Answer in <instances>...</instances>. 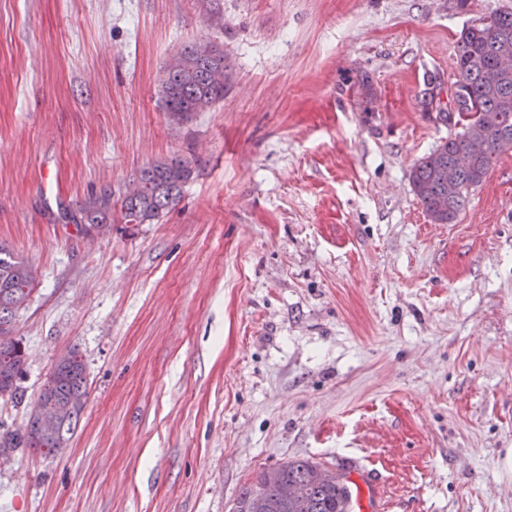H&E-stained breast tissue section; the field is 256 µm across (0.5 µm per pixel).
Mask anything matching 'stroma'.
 Returning a JSON list of instances; mask_svg holds the SVG:
<instances>
[{
    "instance_id": "obj_1",
    "label": "stroma",
    "mask_w": 512,
    "mask_h": 512,
    "mask_svg": "<svg viewBox=\"0 0 512 512\" xmlns=\"http://www.w3.org/2000/svg\"><path fill=\"white\" fill-rule=\"evenodd\" d=\"M500 9L0 0V244L35 273L0 434L61 355L89 387L63 452L0 457V512H233L297 458L377 468L385 512H512V151L450 224L409 180L448 137L423 95L448 97L462 29ZM200 40L233 84L178 122L161 77ZM174 156L194 176L158 222L64 223Z\"/></svg>"
}]
</instances>
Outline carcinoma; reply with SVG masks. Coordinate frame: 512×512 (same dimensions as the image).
<instances>
[{
    "label": "carcinoma",
    "mask_w": 512,
    "mask_h": 512,
    "mask_svg": "<svg viewBox=\"0 0 512 512\" xmlns=\"http://www.w3.org/2000/svg\"><path fill=\"white\" fill-rule=\"evenodd\" d=\"M493 21H480L462 30L457 39V73L453 82V106L435 113L455 132L448 134L427 156L419 159L410 172V184L425 213L434 224L452 223L469 190L481 185L503 153V145L512 142V74L497 84L486 82V73L494 69L503 49L512 50V11L492 13ZM184 66L161 85L166 111L185 120L209 111L224 99L234 70L224 51H202L201 42L181 48ZM494 118L490 133L481 143L468 137V129ZM469 156V165L460 170L456 184L448 186V166L461 155ZM190 163L180 158L157 160L143 168L136 179L114 198L112 187L104 186L66 209L62 218L76 224L84 234L92 228H108L112 210L119 209L125 224H152L180 199L190 181ZM32 268L0 244V395L20 399L17 380L26 362L19 341L5 340L13 334V320L26 305L32 291ZM41 396L70 407L59 432L43 436L28 423L25 432L0 435V454L9 448H34L55 453L66 448L88 399L85 367L74 351L59 358L44 385ZM321 464L309 459L289 460L275 468L264 469L246 488L239 502L247 512H350L349 491L342 479L324 480ZM304 485L306 494L287 495L294 485Z\"/></svg>",
    "instance_id": "cac0c4a2"
}]
</instances>
